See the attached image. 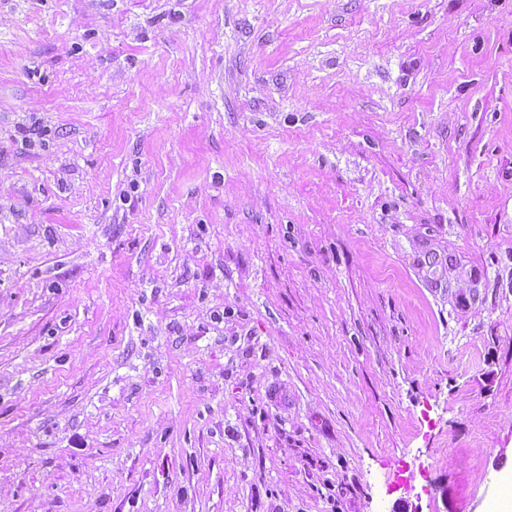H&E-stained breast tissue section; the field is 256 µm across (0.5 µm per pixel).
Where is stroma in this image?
Listing matches in <instances>:
<instances>
[{"instance_id": "35a3bbf8", "label": "stroma", "mask_w": 512, "mask_h": 512, "mask_svg": "<svg viewBox=\"0 0 512 512\" xmlns=\"http://www.w3.org/2000/svg\"><path fill=\"white\" fill-rule=\"evenodd\" d=\"M508 481L512 0H0V512Z\"/></svg>"}]
</instances>
